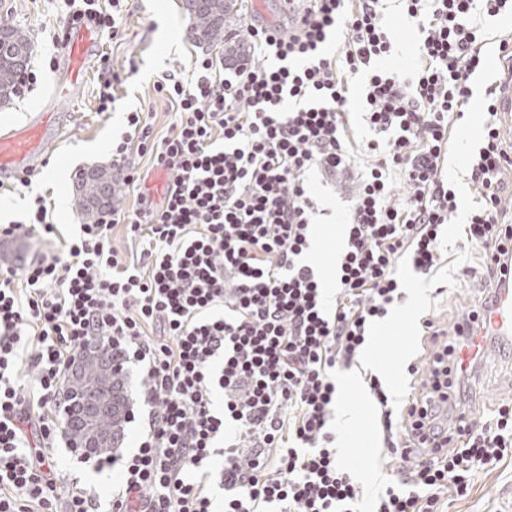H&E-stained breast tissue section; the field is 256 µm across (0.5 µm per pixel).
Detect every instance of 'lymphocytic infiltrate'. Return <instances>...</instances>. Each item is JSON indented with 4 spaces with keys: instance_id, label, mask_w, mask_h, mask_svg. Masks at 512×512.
<instances>
[{
    "instance_id": "lymphocytic-infiltrate-1",
    "label": "lymphocytic infiltrate",
    "mask_w": 512,
    "mask_h": 512,
    "mask_svg": "<svg viewBox=\"0 0 512 512\" xmlns=\"http://www.w3.org/2000/svg\"><path fill=\"white\" fill-rule=\"evenodd\" d=\"M383 2L294 0L290 25L251 24L250 51L227 72L201 56L192 74L157 75L154 91L177 114L172 132L154 136L132 111L112 144V183L136 190L135 206L65 234L39 197L26 220L0 225L1 239L45 246L38 259L0 265V512H99L78 482L61 484L54 452L65 370L95 345L139 366L150 408L138 448L118 458L112 512H360L363 489L328 428L335 373L404 300L400 264L438 269L461 208L444 162L456 122L475 109L484 137L468 178L479 205L461 239L489 276L502 277L512 256L498 85L479 98L472 88L485 27L512 15V0H402L420 31L404 71L386 64L398 39ZM336 29L342 45L324 52ZM354 100L373 133L362 143L348 117ZM136 150L168 170L159 196L132 165ZM359 153L371 162L344 218L330 300L307 260L306 176L351 174ZM119 226L141 242L139 258L114 248ZM421 327L435 350L407 367L423 378L419 395L396 414L379 378L368 379L395 462L373 512H438L442 495L465 496L512 446L510 405L481 425L464 412L444 423L460 394L455 347L431 318Z\"/></svg>"
}]
</instances>
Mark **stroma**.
<instances>
[{
    "label": "stroma",
    "mask_w": 512,
    "mask_h": 512,
    "mask_svg": "<svg viewBox=\"0 0 512 512\" xmlns=\"http://www.w3.org/2000/svg\"><path fill=\"white\" fill-rule=\"evenodd\" d=\"M0 22L27 30L35 54L42 59L38 80L23 97L0 106V128L23 125L29 114L47 103L58 78L63 46L71 34L70 17L62 0H0ZM189 35V19L180 0H134L125 14L118 35L103 31L89 54V74L67 97L57 101L56 109L66 129L63 136L46 147V161L29 177L28 185L8 183L0 186V220H15L44 197L50 205L54 223L62 232L73 231L84 217L74 204L76 184L71 176L95 166H111L112 139L125 129L128 112L141 111L148 118L155 136L170 134L175 114L170 103L152 88L153 79L163 71L191 67L198 54ZM127 72L128 78L115 88L116 103L111 111L98 112L99 68L101 56ZM479 113L468 117L466 148L479 145ZM462 147V148H465ZM462 148L452 147L444 176L456 191L462 209H469L475 192L465 176ZM313 187L316 214V248L310 260L320 277L332 281L336 255L344 237L336 232V220L350 206L344 190L322 182L319 174L308 177ZM445 262L436 276L416 275L409 266L399 272L408 283L406 300L372 329V336L358 366L359 371L376 374L393 407H401L415 396L418 386L407 373L409 361L421 358L427 341L421 334L419 319L430 315L440 334L452 336L457 322L477 309L493 285L486 275L478 250L465 246L459 225L448 227ZM349 370L337 374V403L329 426L336 434L337 446L346 465L358 478L365 501H372L385 485L391 467L384 454L378 428V412L365 382L346 387ZM141 375L135 364L127 366L126 391L136 420L127 424L121 453L134 450L147 426L149 406L144 402ZM460 383L465 403L474 418H491L501 403L512 401V354L491 347L487 356ZM61 477L80 485L108 501L114 478L111 467L97 468L95 462H79L66 445L55 449ZM445 512H512V447L493 469L480 472L466 497L448 496Z\"/></svg>",
    "instance_id": "35a3bbf8"
}]
</instances>
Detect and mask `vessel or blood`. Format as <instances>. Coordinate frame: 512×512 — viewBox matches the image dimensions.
Listing matches in <instances>:
<instances>
[{
    "mask_svg": "<svg viewBox=\"0 0 512 512\" xmlns=\"http://www.w3.org/2000/svg\"><path fill=\"white\" fill-rule=\"evenodd\" d=\"M97 41V31L87 27L77 29L70 37L62 51L66 61V77L57 82L56 95H67L83 81L89 51ZM60 135L58 115L48 109L36 113L21 127L0 130V179H26L42 157L45 144L56 140ZM485 316L490 318L492 332L497 336L500 345L512 348V272L502 277L492 303L480 306L468 320L459 325L458 334L465 341L459 353L462 369H469L483 352L485 331L480 328L479 323Z\"/></svg>",
    "mask_w": 512,
    "mask_h": 512,
    "instance_id": "b4317fda",
    "label": "vessel or blood"
}]
</instances>
